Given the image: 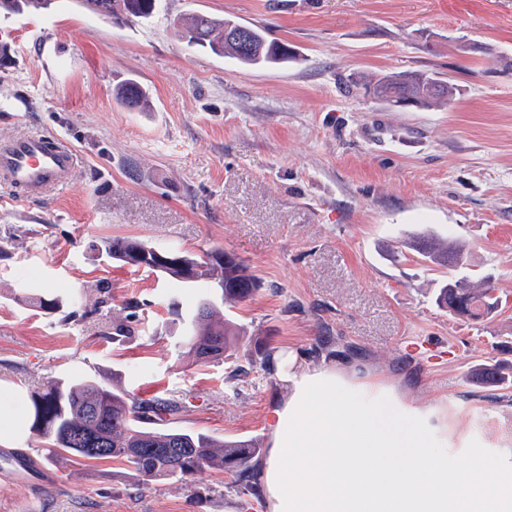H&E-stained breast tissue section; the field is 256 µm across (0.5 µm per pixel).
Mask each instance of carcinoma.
I'll list each match as a JSON object with an SVG mask.
<instances>
[{
    "instance_id": "obj_1",
    "label": "carcinoma",
    "mask_w": 512,
    "mask_h": 512,
    "mask_svg": "<svg viewBox=\"0 0 512 512\" xmlns=\"http://www.w3.org/2000/svg\"><path fill=\"white\" fill-rule=\"evenodd\" d=\"M17 12L26 9L51 11L58 0H15ZM77 3L115 23L148 19L156 12L159 0H77ZM225 19L210 14H192L178 21L181 36L227 55L244 65L259 61L243 52L237 42L224 37ZM347 93L358 89L390 102L398 95L408 96L426 108L452 100L454 85L433 74L413 70L356 80L338 76ZM117 99L130 109L149 107L147 91L134 82L120 85ZM106 256L126 263L137 252L151 251L148 244L115 237L103 243ZM418 256L433 264L447 266L462 257L461 248L450 241L441 245L433 239L413 244ZM213 251L203 255L179 252V260L188 267L190 276L182 278L183 267L173 266L163 277L187 287L200 289L196 305L189 315L184 345L200 363L224 358L236 344L239 331L227 323L216 329L211 319L225 304L248 300L261 287L259 278L233 253L220 251L224 261L210 259ZM495 286L490 279L473 285L465 279H449L437 295L438 305L448 312L479 320L494 309ZM186 408L175 396L141 399L124 390L109 388L93 379L53 380L32 397L30 430L45 440L56 454L87 460H112L123 463L143 481L173 479L190 482L206 471L218 470L236 475L249 485L257 475L261 448L252 443L230 441L216 443L211 437L170 426Z\"/></svg>"
}]
</instances>
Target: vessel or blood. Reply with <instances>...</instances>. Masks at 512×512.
<instances>
[{
	"instance_id": "b4317fda",
	"label": "vessel or blood",
	"mask_w": 512,
	"mask_h": 512,
	"mask_svg": "<svg viewBox=\"0 0 512 512\" xmlns=\"http://www.w3.org/2000/svg\"><path fill=\"white\" fill-rule=\"evenodd\" d=\"M78 155L61 136L33 133L0 141V179L22 195H41L72 176Z\"/></svg>"
}]
</instances>
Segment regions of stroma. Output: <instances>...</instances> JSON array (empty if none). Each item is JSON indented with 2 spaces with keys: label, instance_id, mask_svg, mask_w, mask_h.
<instances>
[{
  "label": "stroma",
  "instance_id": "1",
  "mask_svg": "<svg viewBox=\"0 0 512 512\" xmlns=\"http://www.w3.org/2000/svg\"><path fill=\"white\" fill-rule=\"evenodd\" d=\"M194 13L271 28L299 55L250 67L192 47L176 21ZM0 47V139L60 134L80 157L21 203L0 183V457L31 454L44 478L0 474V512H269L230 474L145 482L31 432V392L88 377L185 399L178 428L269 446L276 376L227 382L241 353L196 362L182 346L192 290L106 259L118 236L237 254L262 286L223 315L260 346L435 407L449 455H483L486 483L512 468V0H164L124 24L62 0L1 20ZM412 70L459 96L400 108L336 83ZM128 79L149 111L116 99ZM418 236L458 241L462 265L420 260ZM487 275L500 303L483 322L436 304L449 278ZM28 290L78 301V318ZM121 320L135 333L117 341Z\"/></svg>",
  "mask_w": 512,
  "mask_h": 512
}]
</instances>
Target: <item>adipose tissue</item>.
<instances>
[{"label": "adipose tissue", "instance_id": "ef3b65f1", "mask_svg": "<svg viewBox=\"0 0 512 512\" xmlns=\"http://www.w3.org/2000/svg\"><path fill=\"white\" fill-rule=\"evenodd\" d=\"M276 373L288 390L267 418L269 512H512V471L487 485L481 456L460 469L431 411L338 369L297 376L280 356Z\"/></svg>", "mask_w": 512, "mask_h": 512}]
</instances>
